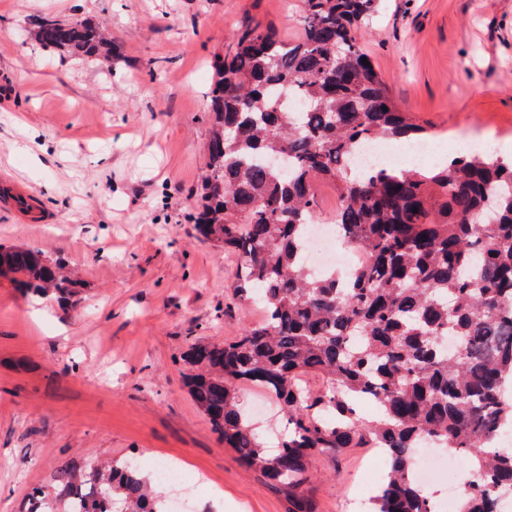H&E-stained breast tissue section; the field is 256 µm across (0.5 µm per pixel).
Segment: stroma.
<instances>
[{
    "instance_id": "35a3bbf8",
    "label": "stroma",
    "mask_w": 512,
    "mask_h": 512,
    "mask_svg": "<svg viewBox=\"0 0 512 512\" xmlns=\"http://www.w3.org/2000/svg\"><path fill=\"white\" fill-rule=\"evenodd\" d=\"M300 0H0V179L48 216L0 209V244L38 248L83 280L76 309L0 276V512L59 502L58 472L174 460L214 512H291L287 492L224 446L185 385L191 343L260 320L235 299L236 252L195 228L212 64L237 25L301 37ZM42 17L86 21L111 60L42 47ZM360 40L397 104L452 151L512 153V0H380ZM316 512H362L371 451L310 462ZM41 499H33V490Z\"/></svg>"
}]
</instances>
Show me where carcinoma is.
Listing matches in <instances>:
<instances>
[{
	"mask_svg": "<svg viewBox=\"0 0 512 512\" xmlns=\"http://www.w3.org/2000/svg\"><path fill=\"white\" fill-rule=\"evenodd\" d=\"M378 0H303V36L247 23L215 65L206 174L195 223L237 251L236 297L263 318L224 342L196 341L184 361L189 392L212 430L248 467L288 491L293 512H314L302 491L316 455L382 448L384 481L369 512H436L415 478L430 445L471 467L456 512H504L512 492V157L466 151L444 162L353 168L355 150L430 135L403 112L366 56L359 29ZM43 46L108 59L112 40L88 22L43 18ZM297 99L301 107L285 108ZM288 156L279 171L268 155ZM336 186L331 218L358 255L345 275L304 262L318 223L317 185ZM0 275L67 306L81 282L41 250L0 247ZM320 381L312 389L308 380ZM275 396L287 415L264 447L239 406V385ZM378 405L366 420L357 402ZM67 512H167L156 480L127 461L82 479L57 476Z\"/></svg>",
	"mask_w": 512,
	"mask_h": 512,
	"instance_id": "obj_1",
	"label": "carcinoma"
}]
</instances>
